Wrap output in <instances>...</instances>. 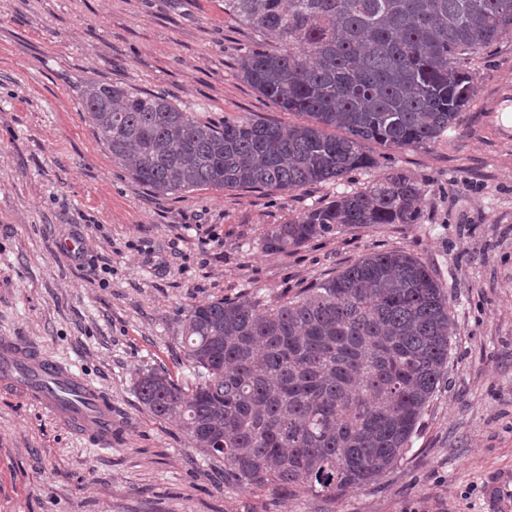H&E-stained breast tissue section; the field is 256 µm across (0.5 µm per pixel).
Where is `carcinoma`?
<instances>
[{"label": "carcinoma", "instance_id": "obj_1", "mask_svg": "<svg viewBox=\"0 0 512 512\" xmlns=\"http://www.w3.org/2000/svg\"><path fill=\"white\" fill-rule=\"evenodd\" d=\"M224 13L275 36L240 57L241 78L284 112L217 125L168 97L92 83L81 108L112 162L158 195L199 187L288 191L337 183L379 162L362 150L421 148L471 102L465 62L512 37V0H224ZM424 190L388 172L286 224V252L339 227L417 224ZM448 290L403 250L370 251L288 299L195 304L182 346L195 382L138 376L142 403L241 486L334 496L403 460L448 372Z\"/></svg>", "mask_w": 512, "mask_h": 512}]
</instances>
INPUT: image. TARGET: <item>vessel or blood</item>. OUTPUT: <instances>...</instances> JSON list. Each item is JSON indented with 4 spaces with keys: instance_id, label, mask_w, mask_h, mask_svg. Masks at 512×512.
Returning <instances> with one entry per match:
<instances>
[{
    "instance_id": "1",
    "label": "vessel or blood",
    "mask_w": 512,
    "mask_h": 512,
    "mask_svg": "<svg viewBox=\"0 0 512 512\" xmlns=\"http://www.w3.org/2000/svg\"><path fill=\"white\" fill-rule=\"evenodd\" d=\"M0 385L19 388L34 403L94 444H112V401L82 375L38 347L0 338ZM488 512H512V468L495 472L484 489Z\"/></svg>"
}]
</instances>
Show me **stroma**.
<instances>
[{
    "instance_id": "obj_1",
    "label": "stroma",
    "mask_w": 512,
    "mask_h": 512,
    "mask_svg": "<svg viewBox=\"0 0 512 512\" xmlns=\"http://www.w3.org/2000/svg\"><path fill=\"white\" fill-rule=\"evenodd\" d=\"M260 41L224 0H0V336L48 351L112 399L104 450L0 387V512H486V480L512 467V127L489 110L512 89V38L470 61L474 97L438 141L364 143L424 187L419 223L344 228L285 252L264 248L272 227L376 170L275 194L158 195L113 164L80 107L85 86L112 82L215 124L301 123L240 77ZM394 249L447 286L453 337L409 451L376 483L336 497L239 487L141 403L142 372L193 382L181 345L193 304L287 299Z\"/></svg>"
}]
</instances>
